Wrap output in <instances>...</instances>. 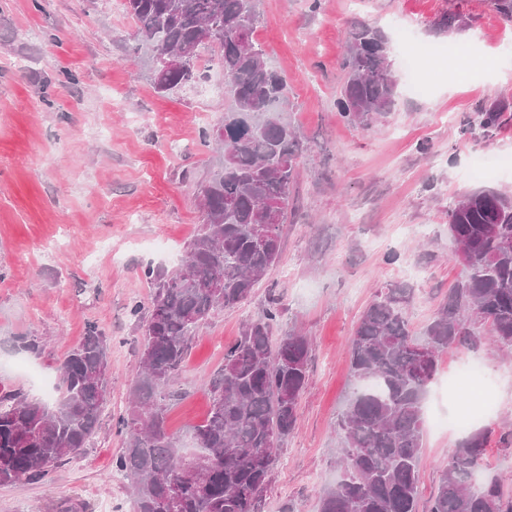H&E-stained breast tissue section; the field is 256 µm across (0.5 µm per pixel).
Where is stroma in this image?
<instances>
[{"label": "stroma", "instance_id": "35a3bbf8", "mask_svg": "<svg viewBox=\"0 0 512 512\" xmlns=\"http://www.w3.org/2000/svg\"><path fill=\"white\" fill-rule=\"evenodd\" d=\"M260 0L256 31L288 82V109L304 145L282 228L278 263L234 309L197 331L174 385L168 426L200 423L209 402L200 384L224 363L244 321L280 301L275 335L311 336L309 377L294 431L280 447L264 512H320L323 488L339 475L336 420L353 386L348 346L377 291L413 292L410 328L421 332L460 275L448 236V207L482 191L512 193V173L485 181L466 171L480 153L512 156V111L493 134L473 120L479 107L512 103V60L495 44L512 22L492 0ZM459 26L439 31L443 13ZM378 28L398 83L394 110L364 129L341 117L340 67L356 25ZM443 47L410 88L398 33ZM135 25L124 0H0V393L42 398L38 372L58 377L69 349L96 326L110 345L109 404L84 453L50 482L0 484V512H99L102 501L133 512L129 484L112 460L124 446L117 421L140 371L141 331L133 303L148 304L147 267L177 268L202 222L197 186L220 154L202 129L224 122V72L158 92L145 53H132ZM39 337L43 349L22 348ZM484 369L482 387L449 400L444 381L459 360ZM487 391L493 408L478 424L488 435L483 473L512 490V353L488 344L451 349L428 390L425 417L464 413ZM421 503L428 512L442 465L462 429L425 425Z\"/></svg>", "mask_w": 512, "mask_h": 512}]
</instances>
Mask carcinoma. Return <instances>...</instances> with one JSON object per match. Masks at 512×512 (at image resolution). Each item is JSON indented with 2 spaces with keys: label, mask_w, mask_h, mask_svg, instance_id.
<instances>
[{
  "label": "carcinoma",
  "mask_w": 512,
  "mask_h": 512,
  "mask_svg": "<svg viewBox=\"0 0 512 512\" xmlns=\"http://www.w3.org/2000/svg\"><path fill=\"white\" fill-rule=\"evenodd\" d=\"M260 0H126L139 41L152 52L194 49L185 70L151 71L170 92L202 75L200 47L216 48L231 106L224 125L202 130L222 153L218 171L198 184L204 220L180 266L147 268L153 294L131 315L142 329L141 371L119 419L124 448L113 468L134 491V512H263L280 442L293 431L308 379L311 341L273 335L280 317L271 299L224 348V365L202 386L208 413L184 439L168 430L169 389L181 375L198 326L214 311L247 301L280 252V227L303 146L288 112V83L254 39ZM336 104L351 124L369 129L390 114L397 95L390 49L380 30L361 24L342 60ZM507 106L477 112L488 134ZM448 236L462 275L424 334H412L410 289L393 285L364 312L349 345L356 382L338 423L342 475L325 488L320 512H418L423 404L443 353L482 342L485 327L512 349V196L479 191L448 208ZM109 346L93 325L59 366L55 404L20 391L0 395V484L45 481L97 435L108 395ZM208 454L201 478L172 482L194 456ZM486 437H465L441 470L429 512H512V493L496 479L476 486Z\"/></svg>",
  "instance_id": "obj_1"
}]
</instances>
